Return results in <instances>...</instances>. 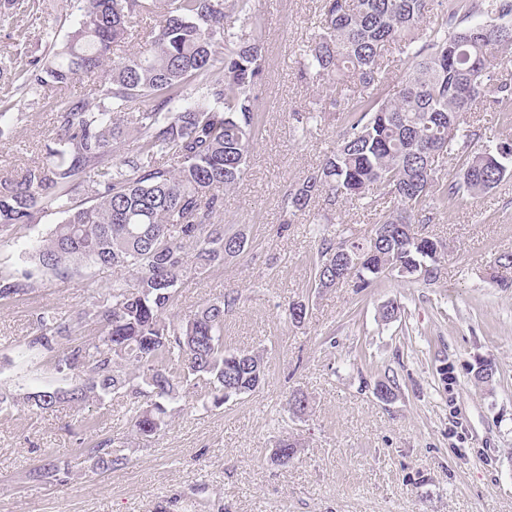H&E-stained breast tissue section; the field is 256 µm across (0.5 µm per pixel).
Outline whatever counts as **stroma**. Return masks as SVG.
Returning <instances> with one entry per match:
<instances>
[{
	"instance_id": "stroma-1",
	"label": "stroma",
	"mask_w": 512,
	"mask_h": 512,
	"mask_svg": "<svg viewBox=\"0 0 512 512\" xmlns=\"http://www.w3.org/2000/svg\"><path fill=\"white\" fill-rule=\"evenodd\" d=\"M12 24H0V58L24 41L40 56L44 19L66 35L73 0H16ZM266 18L262 116L244 178L224 194V221L245 226L249 245L205 274L187 271L172 313L187 315L224 293L239 303L224 316V346L263 349L264 383L220 408H203L201 386H185L183 410L166 432L139 435L129 398L61 405L34 414L0 413V512H512V288L491 280L499 255L512 253V178L492 192L433 211L422 232L447 254L434 281L388 276L360 289H315L310 272L320 235L345 229L370 236L380 213L312 203L289 216V185L333 150L340 131L326 88L300 80L298 47L320 21L319 0H256ZM321 116L299 136L292 110ZM0 138V170L17 175L45 152L53 112L22 105ZM289 231H281L284 220ZM45 214L0 245V271L31 273L38 288L0 303V387L22 394L34 384L67 387L76 378L50 358L24 359L37 315L89 304L111 285L109 267L59 279L39 269L33 245L60 222ZM305 301L304 323L291 324L289 302ZM398 308L387 320V305ZM494 362L490 386L471 369ZM397 383L379 400L377 381ZM311 409L294 415L292 391ZM293 437L296 458L276 464L278 440ZM123 442L127 467L92 472L87 447ZM65 463V484L33 486L26 472L45 460Z\"/></svg>"
}]
</instances>
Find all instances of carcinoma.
I'll return each instance as SVG.
<instances>
[{
  "label": "carcinoma",
  "mask_w": 512,
  "mask_h": 512,
  "mask_svg": "<svg viewBox=\"0 0 512 512\" xmlns=\"http://www.w3.org/2000/svg\"><path fill=\"white\" fill-rule=\"evenodd\" d=\"M78 19L66 39L43 31L48 54L0 60L8 89L0 96V137L11 133L21 94L56 113L53 144L21 175H0V242L54 212L62 220L34 259L57 277L93 266L120 273L89 306L43 310L30 356L55 358L76 373L72 387L34 388L19 396L0 388V413L22 404L46 412L103 403L124 392L146 399L132 417L136 432L169 425L181 383L202 380V407L219 408L256 390L263 356L224 349V315L239 294H226L184 317L170 315L188 264L201 273L244 252L246 234L224 224V192L242 180L259 135L254 89L264 60L265 23L255 0H75ZM317 31L299 46V76L332 92L362 93L343 103L336 147L289 186L288 215L324 198L387 210L368 238L322 236L312 263L314 285L366 288L400 263L432 281L441 242L414 230L430 210L464 195L478 197L512 176V124L495 146L477 145L467 115L509 111L512 82L493 68L512 53V0H320ZM151 12L143 44L112 60V46L136 33ZM231 19L226 24L224 20ZM410 62L391 78L388 45ZM88 79L73 98L70 84ZM136 142L132 153L126 140ZM464 162L449 178L435 162ZM35 290L31 275L0 273V301ZM93 325L90 343L70 339ZM183 367V376L173 367ZM93 468L128 463L113 439L87 449ZM66 465L33 467L34 485L62 484Z\"/></svg>",
  "instance_id": "1"
}]
</instances>
